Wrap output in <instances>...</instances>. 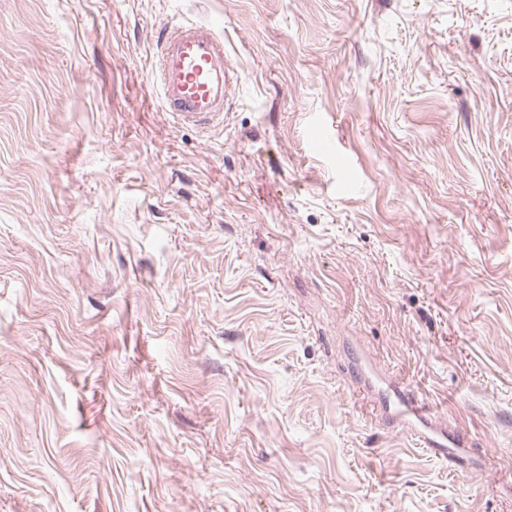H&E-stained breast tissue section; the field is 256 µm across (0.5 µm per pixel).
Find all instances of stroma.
<instances>
[{
	"mask_svg": "<svg viewBox=\"0 0 512 512\" xmlns=\"http://www.w3.org/2000/svg\"><path fill=\"white\" fill-rule=\"evenodd\" d=\"M0 512H512V0H0ZM157 89L164 112L178 124L208 131L224 125L226 91L237 79L224 37L204 23L166 27L159 44ZM405 415L411 418L404 420L403 425L405 430L411 434L417 435L423 447L429 448L435 451V453L439 452L445 457L447 455L448 457H453L458 453L456 450L450 451L446 448V432L431 426V421L437 416L433 409L427 407L423 412L420 409L406 404ZM416 423L422 425L424 428H419Z\"/></svg>",
	"mask_w": 512,
	"mask_h": 512,
	"instance_id": "obj_1",
	"label": "stroma"
}]
</instances>
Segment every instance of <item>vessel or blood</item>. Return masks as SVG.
<instances>
[{
    "mask_svg": "<svg viewBox=\"0 0 512 512\" xmlns=\"http://www.w3.org/2000/svg\"><path fill=\"white\" fill-rule=\"evenodd\" d=\"M236 72L224 53V37L204 23L166 27L159 44L157 89L164 111L176 123L203 130L222 127L226 91ZM403 422L423 446L446 453L445 432L432 427L433 409L407 407Z\"/></svg>",
    "mask_w": 512,
    "mask_h": 512,
    "instance_id": "obj_1",
    "label": "vessel or blood"
}]
</instances>
